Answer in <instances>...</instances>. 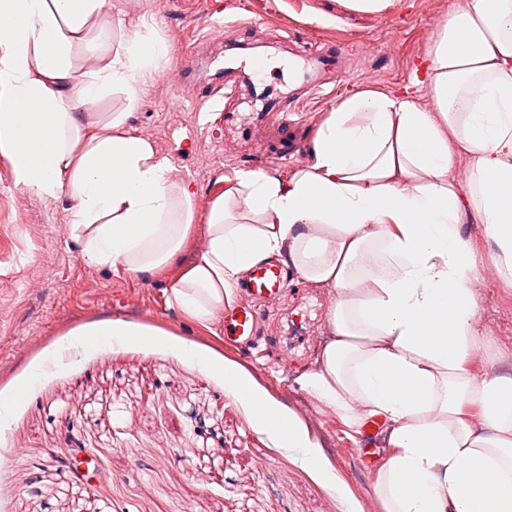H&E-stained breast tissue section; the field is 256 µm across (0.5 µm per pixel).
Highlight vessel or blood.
<instances>
[{"label": "vessel or blood", "instance_id": "b4317fda", "mask_svg": "<svg viewBox=\"0 0 512 512\" xmlns=\"http://www.w3.org/2000/svg\"><path fill=\"white\" fill-rule=\"evenodd\" d=\"M287 286L285 269L279 259L267 260L254 266L244 278L238 300L218 312L224 324L225 346H248L258 331L262 306L279 301Z\"/></svg>", "mask_w": 512, "mask_h": 512}]
</instances>
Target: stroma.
Instances as JSON below:
<instances>
[{
  "label": "stroma",
  "instance_id": "1",
  "mask_svg": "<svg viewBox=\"0 0 512 512\" xmlns=\"http://www.w3.org/2000/svg\"><path fill=\"white\" fill-rule=\"evenodd\" d=\"M457 3L391 0L361 14L344 0H106L110 25L95 51L75 49L77 71L103 68L109 43L142 21L170 55L135 108L108 91L89 118L131 111L133 133L195 192L194 229L179 261L153 276L112 271L73 239L68 192L27 191L0 155V397L16 399L12 425L0 429V512H385L375 491L385 449L367 464L345 452L361 434L300 385L334 338L320 300L336 292L296 275L266 309L267 335H290L297 323L310 337L287 362L272 348L250 357L225 348L218 320L184 315L171 289L204 248L208 202L236 171L285 181L307 162L305 152L285 155L283 120L308 145L358 89L409 92L430 108L416 71ZM464 232L479 262L476 328L493 342L473 348L469 369L512 379V283L499 278L482 225ZM115 327L130 332L123 348H67L76 333ZM188 350L208 357L210 370ZM255 395L292 416L319 468L253 427ZM77 445L101 461L79 483L69 460ZM340 482L348 498L337 496Z\"/></svg>",
  "mask_w": 512,
  "mask_h": 512
}]
</instances>
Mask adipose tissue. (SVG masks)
Here are the masks:
<instances>
[{"instance_id":"adipose-tissue-1","label":"adipose tissue","mask_w":512,"mask_h":512,"mask_svg":"<svg viewBox=\"0 0 512 512\" xmlns=\"http://www.w3.org/2000/svg\"><path fill=\"white\" fill-rule=\"evenodd\" d=\"M105 0H0V154L15 181L68 190L71 231L98 265L150 275L180 255L195 219L169 157L83 108L108 89L136 103L168 56L150 27L78 72ZM430 109L370 89L338 101L310 159L288 180L240 171L208 205L206 247L172 288L203 321L231 302L249 268L287 253L308 282L336 290L335 338L302 386L351 416L383 418L391 448L377 489L388 512H512V380L468 370L479 341L478 266L464 225L481 224L512 281V0H460L426 58ZM466 155V185L449 175ZM486 421H467L470 409ZM252 423L315 464L302 435L260 400Z\"/></svg>"}]
</instances>
